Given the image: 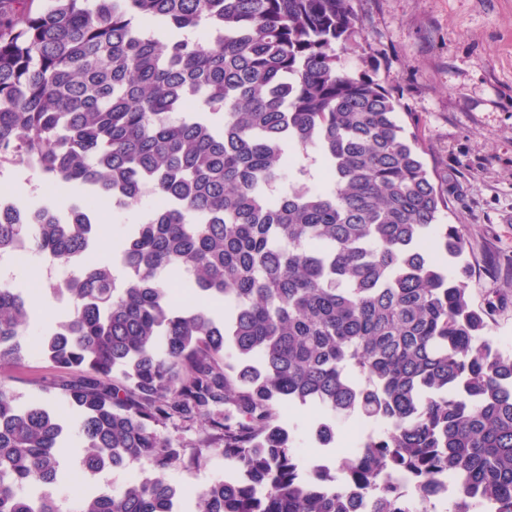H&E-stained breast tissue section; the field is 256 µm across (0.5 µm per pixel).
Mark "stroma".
Masks as SVG:
<instances>
[{"mask_svg":"<svg viewBox=\"0 0 512 512\" xmlns=\"http://www.w3.org/2000/svg\"><path fill=\"white\" fill-rule=\"evenodd\" d=\"M362 26L354 48L338 51L339 65L357 70L362 53L385 63L381 77L399 98L402 120L421 121L425 160L447 191L442 221L469 228L466 259L475 306L488 310V333L512 347V0H354ZM143 198L102 216L100 250L112 253L150 207ZM22 401L51 404L67 419L75 414L48 382L64 378L40 352L9 371ZM316 406L290 410L295 445L304 464H333L336 451L312 442ZM82 448L71 438L60 453L54 489L63 512H75L87 492L116 490L143 477L133 464L96 476L80 467ZM229 466L218 451L170 468L166 478L184 498L224 476Z\"/></svg>","mask_w":512,"mask_h":512,"instance_id":"1","label":"stroma"}]
</instances>
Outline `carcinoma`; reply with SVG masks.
I'll return each mask as SVG.
<instances>
[{"instance_id": "carcinoma-1", "label": "carcinoma", "mask_w": 512, "mask_h": 512, "mask_svg": "<svg viewBox=\"0 0 512 512\" xmlns=\"http://www.w3.org/2000/svg\"><path fill=\"white\" fill-rule=\"evenodd\" d=\"M361 21L353 0H0V167L28 159L53 194L15 203L91 222H0L69 269L73 311L39 336L69 377L89 474L145 461L77 512H183L167 470L216 449L234 473L195 512H512V352L473 306L467 226L439 223L418 128L398 115L382 62L338 64ZM204 28L207 42L196 37ZM193 102L195 111L186 108ZM155 207L117 262L93 203ZM189 276L180 300L162 272ZM224 304V314L212 304ZM33 303L0 285V512H60L50 488L67 422L21 402ZM322 406L327 447L355 415L371 431L336 471L301 467L280 407ZM204 426L186 453L159 430Z\"/></svg>"}]
</instances>
